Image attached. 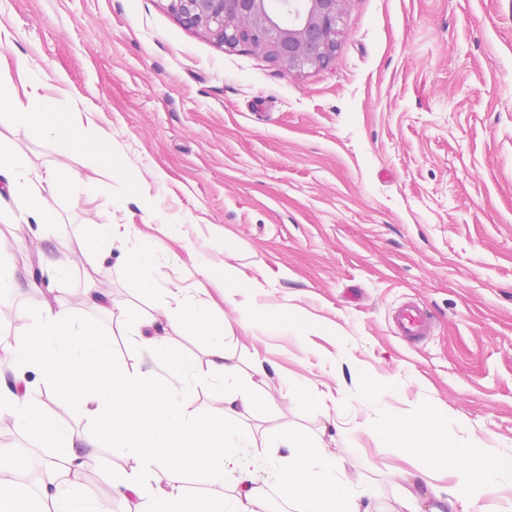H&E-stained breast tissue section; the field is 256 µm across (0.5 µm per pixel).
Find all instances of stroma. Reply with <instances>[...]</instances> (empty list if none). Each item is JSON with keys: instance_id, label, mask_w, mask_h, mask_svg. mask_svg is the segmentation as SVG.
<instances>
[{"instance_id": "1", "label": "stroma", "mask_w": 512, "mask_h": 512, "mask_svg": "<svg viewBox=\"0 0 512 512\" xmlns=\"http://www.w3.org/2000/svg\"><path fill=\"white\" fill-rule=\"evenodd\" d=\"M167 5L0 0V87L82 113L111 134L120 163L113 178L62 196L41 234L0 222L15 240L0 252L21 288L13 305H69L111 338L114 360L149 370L81 300L94 281L114 305L159 306L160 294L130 289L124 238L98 245L83 230L131 224L153 246L162 286L230 263L243 306L304 318L300 341L243 327L225 307L224 343L244 370L262 362L264 382H297L337 411L277 398L244 423L259 437L286 427L319 439L353 482L373 487L374 512H395L410 453L364 431L366 385L388 388L391 421L444 409L480 435L481 455L512 454V0H345L332 61L301 72L226 49ZM29 57L40 84L22 68ZM0 134L38 172L60 161L87 170L71 147L22 127ZM43 257L70 263L64 283L34 281ZM407 302L429 313L428 335H394L391 316ZM96 458L80 492L99 512H125L106 479L110 448Z\"/></svg>"}]
</instances>
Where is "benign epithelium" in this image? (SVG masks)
I'll return each mask as SVG.
<instances>
[{
	"instance_id": "7a95c632",
	"label": "benign epithelium",
	"mask_w": 512,
	"mask_h": 512,
	"mask_svg": "<svg viewBox=\"0 0 512 512\" xmlns=\"http://www.w3.org/2000/svg\"><path fill=\"white\" fill-rule=\"evenodd\" d=\"M344 0H168L188 29L228 48L247 45L290 71L327 66Z\"/></svg>"
}]
</instances>
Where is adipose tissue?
I'll return each instance as SVG.
<instances>
[{
	"instance_id": "obj_1",
	"label": "adipose tissue",
	"mask_w": 512,
	"mask_h": 512,
	"mask_svg": "<svg viewBox=\"0 0 512 512\" xmlns=\"http://www.w3.org/2000/svg\"><path fill=\"white\" fill-rule=\"evenodd\" d=\"M0 119L50 142L74 143L94 161L112 162L105 135L82 126L73 113L49 111L38 93L11 104ZM36 177L27 160L0 138V178L11 193L21 196L20 221L26 225L50 223L57 195L68 193L81 175L59 165L46 175L54 185L50 195L33 190ZM84 293L87 301L128 329V342L149 359L151 369L132 371L116 363L111 376H102L100 368L112 354V342L98 335L92 324L76 321L63 304L35 307L25 314L22 321L29 334L0 344V365L13 373L9 381L0 377V411L12 417L20 432L56 449L57 458L49 462V477L34 499L16 476L33 467L35 458L0 445V512H95L91 501L74 490L94 460L93 449L104 444L127 464L115 479L123 498L134 499V512H265L271 484L289 512H371L372 489L351 495L334 463L315 462L314 441L281 433L276 445L286 454L274 460L242 426L245 413L272 396H291L293 389L287 384L273 394L257 389L253 377L263 374L260 364L254 366L253 376H243L224 348L223 327L215 324L198 290L171 285L165 307L150 316L113 306L109 289L97 283H89ZM161 323L168 333H157ZM183 330L206 339L205 369L172 356L168 334ZM33 373L39 385H32ZM203 382L224 384L227 391L219 405L199 411L191 408L188 393ZM46 390L83 406L98 428L60 426L42 398ZM366 430L390 434L404 448L415 442L423 445L416 471L407 477L405 512H422L428 497L440 494L437 472L451 462L460 471L461 486L479 487L489 496L512 487V457H483L467 426L449 421L445 413L420 410L409 422H371ZM179 470L217 486L232 478L235 491L187 499L174 478Z\"/></svg>"
}]
</instances>
